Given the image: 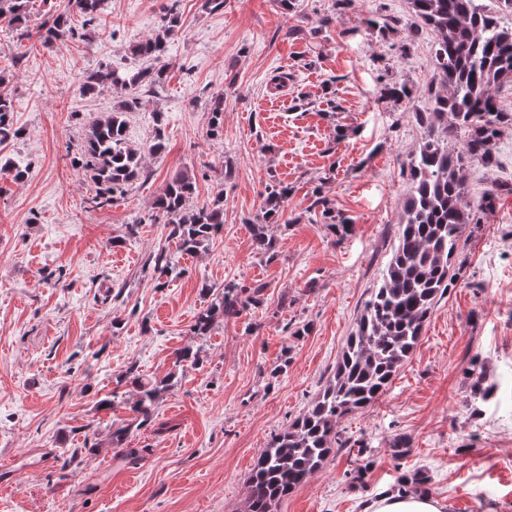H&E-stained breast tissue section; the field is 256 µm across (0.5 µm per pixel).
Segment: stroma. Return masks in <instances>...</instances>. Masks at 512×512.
I'll list each match as a JSON object with an SVG mask.
<instances>
[{"instance_id": "obj_1", "label": "stroma", "mask_w": 512, "mask_h": 512, "mask_svg": "<svg viewBox=\"0 0 512 512\" xmlns=\"http://www.w3.org/2000/svg\"><path fill=\"white\" fill-rule=\"evenodd\" d=\"M171 6L184 27L168 46L166 83L127 115L132 144L148 150L160 131L165 148L148 151L124 198L84 209L93 186L65 150L122 98L116 87L84 95V79L102 63L138 67L130 46ZM107 11L112 34L48 49L0 23L9 76L0 91L20 130L0 159L28 167L23 181L0 180V512H245L257 459L319 396L390 258L421 138L413 111L431 97L433 37L409 0H302L291 15L279 0H226L214 11L202 0H108ZM392 81L408 85L410 100L383 99ZM218 96L224 128L211 138ZM497 160L466 168L469 197L512 183V127ZM207 165L231 168L232 179L203 178ZM179 172L198 179L190 206L224 196L221 232L193 255L149 220ZM275 180L290 192L269 227L270 260L249 225ZM318 195L352 220L350 233L309 213ZM462 238L456 283L410 358L372 407L339 422L374 454L365 487L351 485V458L336 451L275 512H360L401 468L427 472L446 512H512V195ZM161 251L181 271L162 285ZM230 281L263 285L261 304L192 336L209 302L203 285ZM188 345L198 365L175 366ZM475 355L498 385L476 416L466 404ZM131 366L174 378L152 423L128 436L135 461L109 443L131 416V394L99 406ZM396 436L410 445L399 463Z\"/></svg>"}]
</instances>
